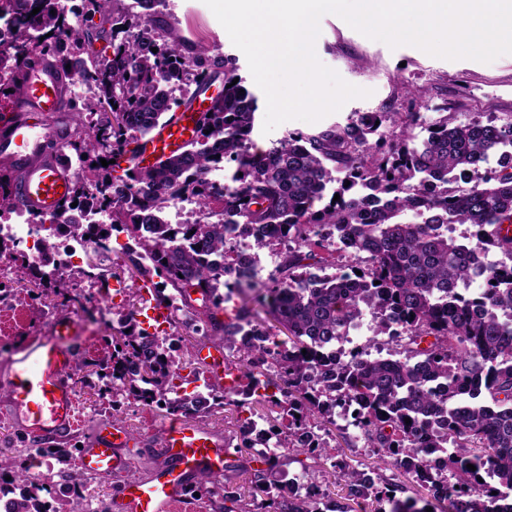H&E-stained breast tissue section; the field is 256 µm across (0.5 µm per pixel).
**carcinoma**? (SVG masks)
I'll return each mask as SVG.
<instances>
[{
	"label": "carcinoma",
	"instance_id": "obj_1",
	"mask_svg": "<svg viewBox=\"0 0 512 512\" xmlns=\"http://www.w3.org/2000/svg\"><path fill=\"white\" fill-rule=\"evenodd\" d=\"M68 2L0 5V20L16 29L9 49L0 50V72L15 74L35 47L87 89L71 106L68 146L83 169L64 206L73 217L47 228L42 268L30 273L59 294L65 279L49 270L59 232L121 230L137 245L121 271L151 285L172 326L189 325L222 347L240 377L234 387L209 380L207 394L186 392L201 375L197 361H168L156 352L157 337L138 328L132 294L108 341L112 355L85 364L79 381L107 380L116 412L125 399L192 418L234 406L237 431L224 447L248 454L246 465L227 467L242 468L244 483L220 486L203 474L191 493L220 496L222 512H322L327 492L314 475L303 490L282 484L286 465L300 455L333 460L340 486L333 512H368L374 502L387 503L389 512H426L418 506L424 498L407 495V485L351 463L344 451L351 427L372 455L447 503L446 512H512V114L455 125L438 108L430 118L418 108L385 109L314 133L290 131L258 151L257 98L242 82L232 84L237 68L206 47L185 51L154 19L156 0H134L139 12L124 0H81L89 21L81 29L67 24ZM99 40L110 55L92 51ZM147 42L158 51L144 52ZM216 79L221 93L200 113L188 147L155 166L134 163L129 146L150 139L167 114L191 102L172 97L173 90ZM119 156L130 166L116 177L115 165L100 159ZM221 161L236 165L234 186L222 193L206 179ZM185 197L195 205L194 221L177 243L163 214ZM218 203L224 220L213 221ZM20 209L0 175V211ZM105 210L110 228L85 223ZM448 224H466L470 232L458 240L441 231ZM271 229L288 246L278 249L268 282L227 277L235 241L272 248ZM476 250L502 258L483 271L470 262ZM479 276L482 288L468 293ZM233 292L239 303L229 309L226 294ZM366 315L373 336L363 350L336 363L321 354ZM266 316L287 332L288 353L277 351L281 343L271 339ZM435 379L445 390L430 387ZM338 417L347 423L337 424ZM254 421L267 425L276 456L256 451ZM438 451L448 457L435 468L429 456ZM4 467L19 491L7 512H36L43 492L57 504L52 512H80L85 473L49 486L25 451Z\"/></svg>",
	"mask_w": 512,
	"mask_h": 512
}]
</instances>
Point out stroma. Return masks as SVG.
Listing matches in <instances>:
<instances>
[{"instance_id": "stroma-1", "label": "stroma", "mask_w": 512, "mask_h": 512, "mask_svg": "<svg viewBox=\"0 0 512 512\" xmlns=\"http://www.w3.org/2000/svg\"><path fill=\"white\" fill-rule=\"evenodd\" d=\"M155 18L168 24L186 49L203 45L233 58L245 86L255 89L245 55L233 45L204 0H164ZM315 51L322 64L335 70L346 82L370 90V97L350 100L338 112L315 124L291 120L267 135L254 131L253 140L258 146L266 149L287 132H311L334 123L343 125L355 115L382 108L406 111V92L410 89L419 90L429 108H446L460 122L474 117L499 119L512 114V55L486 64L470 59L434 58L412 46L393 50L382 42L368 39L333 14L322 19ZM90 262L89 256H82L64 294H52L42 301L33 299L29 276L20 263L0 269V364L14 350L45 336L49 321L62 313L73 316L85 327L84 335L78 337L75 345L76 364L110 354L111 349L102 338L111 333L112 323L94 315L92 302L111 299L116 305H123L124 299L115 295V288L135 289L139 282L126 273L105 280L88 278L85 272ZM73 389L79 422L66 436L55 440V447L84 444L96 424L111 420L138 438L137 444L130 448L129 478H145L163 467L164 460L156 446L160 430L169 420L165 411L128 402L116 413L93 389L79 383Z\"/></svg>"}]
</instances>
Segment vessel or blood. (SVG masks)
Masks as SVG:
<instances>
[{"instance_id": "b4317fda", "label": "vessel or blood", "mask_w": 512, "mask_h": 512, "mask_svg": "<svg viewBox=\"0 0 512 512\" xmlns=\"http://www.w3.org/2000/svg\"><path fill=\"white\" fill-rule=\"evenodd\" d=\"M23 94L10 112L0 118V167L15 176L12 192L21 204L43 213L57 212L71 194L74 176L60 161L62 143L70 132L66 115L65 85L57 63L48 57L35 59L17 74ZM208 92H199L191 106L173 113L171 120L149 141L136 147V161L154 165L181 152L188 144L187 122L196 120L209 107ZM52 124H42L44 116ZM73 317L51 320L40 341L20 349L0 369V391L7 397L10 422L38 437H58L77 426L79 417L69 375L74 365L72 347L82 335ZM200 362L209 377L233 386L237 377L228 375L222 350L207 347ZM132 434L120 425H99L82 448L79 464L85 471L120 484L127 512H172L184 500L195 477L203 471L222 475L231 463L230 452L210 431L187 423L171 422L161 432L165 466L151 478L129 479L127 450Z\"/></svg>"}]
</instances>
